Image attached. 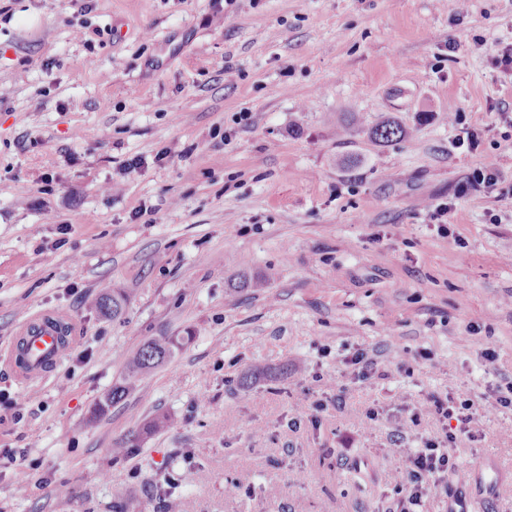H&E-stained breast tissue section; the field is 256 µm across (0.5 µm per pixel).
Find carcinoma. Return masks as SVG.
<instances>
[{"instance_id": "obj_1", "label": "carcinoma", "mask_w": 512, "mask_h": 512, "mask_svg": "<svg viewBox=\"0 0 512 512\" xmlns=\"http://www.w3.org/2000/svg\"><path fill=\"white\" fill-rule=\"evenodd\" d=\"M369 135L378 142L389 143L402 138L405 131L398 123L386 120L371 128ZM126 304V295L115 293L101 298L99 308L102 313L115 319L122 315ZM43 325L55 330L60 344L70 343L73 327L69 322L62 318H47L43 320ZM187 340L188 337L186 336H151L147 338L129 359L125 378L112 385V390L98 402L93 414L102 416L112 405L135 394L139 389V382L142 378L165 365ZM167 424L168 419L164 416H157L149 420L143 425L139 433L117 442L112 452L121 456L131 448L140 447V437L161 430Z\"/></svg>"}]
</instances>
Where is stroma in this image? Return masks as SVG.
Instances as JSON below:
<instances>
[{"label":"stroma","mask_w":512,"mask_h":512,"mask_svg":"<svg viewBox=\"0 0 512 512\" xmlns=\"http://www.w3.org/2000/svg\"><path fill=\"white\" fill-rule=\"evenodd\" d=\"M83 4L0 0V351L48 311L76 336L30 384L0 359V512H159L171 474L182 512H386L395 436L443 435L403 405L448 392L481 438L424 512H512V0ZM387 119L404 139L369 137ZM186 334L93 417L131 351ZM361 348L384 377L344 371ZM168 424V419L164 416H157L148 422H146L139 433L130 435L125 439L117 442L115 448H112V452L116 456L124 455L129 451V448H140V437L147 436L158 430L163 429Z\"/></svg>","instance_id":"35a3bbf8"}]
</instances>
